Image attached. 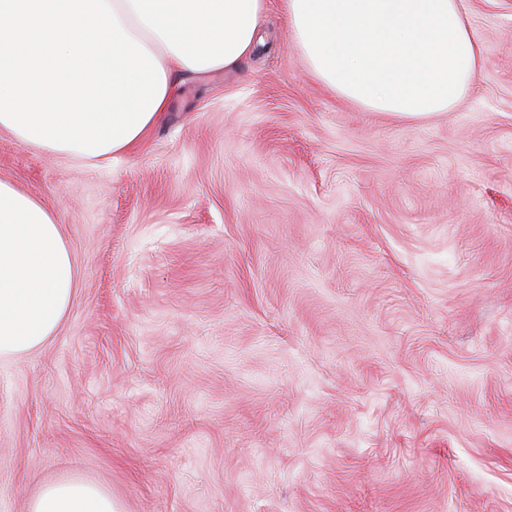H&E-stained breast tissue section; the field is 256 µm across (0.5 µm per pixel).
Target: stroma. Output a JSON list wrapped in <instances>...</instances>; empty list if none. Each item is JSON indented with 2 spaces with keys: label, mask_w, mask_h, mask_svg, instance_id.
<instances>
[{
  "label": "stroma",
  "mask_w": 512,
  "mask_h": 512,
  "mask_svg": "<svg viewBox=\"0 0 512 512\" xmlns=\"http://www.w3.org/2000/svg\"><path fill=\"white\" fill-rule=\"evenodd\" d=\"M462 102L400 120L308 73L280 0L107 166L0 136L64 228L55 336L0 361V512H512V0H459ZM28 512H119L112 495L100 487L67 480L45 485L30 502Z\"/></svg>",
  "instance_id": "1"
}]
</instances>
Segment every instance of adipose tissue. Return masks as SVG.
Wrapping results in <instances>:
<instances>
[{
	"mask_svg": "<svg viewBox=\"0 0 512 512\" xmlns=\"http://www.w3.org/2000/svg\"><path fill=\"white\" fill-rule=\"evenodd\" d=\"M154 54L167 87L178 74L234 69L252 54L267 0H108ZM309 73L343 99L402 119L453 110L478 77L483 48L458 0H282ZM77 270L53 210L0 179V360L46 343L73 301ZM28 512H119L100 487L45 485Z\"/></svg>",
	"mask_w": 512,
	"mask_h": 512,
	"instance_id": "obj_1",
	"label": "adipose tissue"
}]
</instances>
